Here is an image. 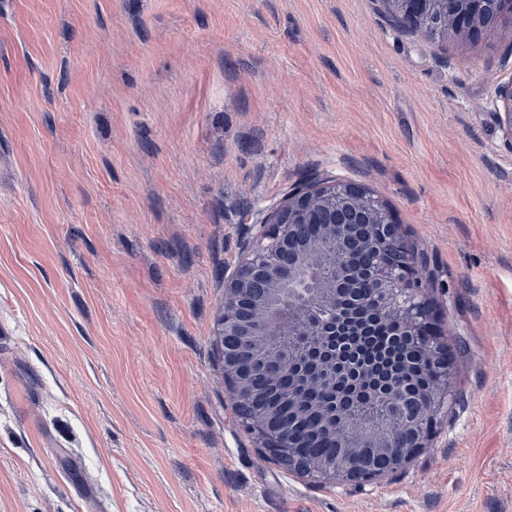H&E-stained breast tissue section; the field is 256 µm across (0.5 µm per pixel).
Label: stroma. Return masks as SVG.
<instances>
[{
    "mask_svg": "<svg viewBox=\"0 0 512 512\" xmlns=\"http://www.w3.org/2000/svg\"><path fill=\"white\" fill-rule=\"evenodd\" d=\"M512 28L380 0H0V512H512ZM385 203L456 352L363 490L263 457L214 344L246 225L313 178ZM497 98L501 102V110L495 112L499 127L503 134L512 142V83L497 91Z\"/></svg>",
    "mask_w": 512,
    "mask_h": 512,
    "instance_id": "35a3bbf8",
    "label": "stroma"
}]
</instances>
